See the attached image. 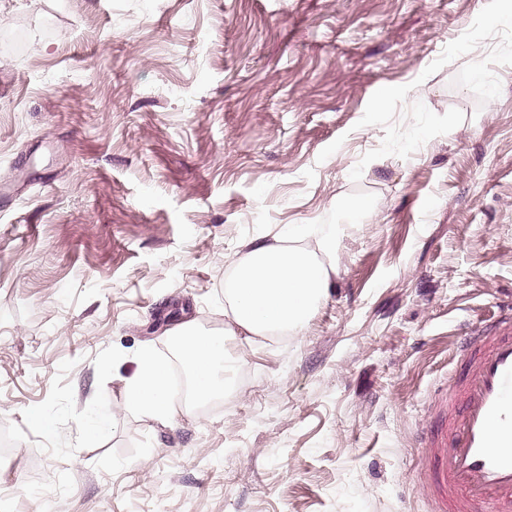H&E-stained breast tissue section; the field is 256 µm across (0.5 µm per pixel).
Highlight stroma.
Returning <instances> with one entry per match:
<instances>
[{"mask_svg": "<svg viewBox=\"0 0 512 512\" xmlns=\"http://www.w3.org/2000/svg\"><path fill=\"white\" fill-rule=\"evenodd\" d=\"M289 224L340 232L303 332L128 408ZM510 305L512 0H0V512H431L416 434ZM170 369L169 357L159 356L151 347H143L138 355L137 371L126 382V405L160 422L180 414L187 406L175 405L170 399Z\"/></svg>", "mask_w": 512, "mask_h": 512, "instance_id": "35a3bbf8", "label": "stroma"}]
</instances>
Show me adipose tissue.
<instances>
[{"label":"adipose tissue","mask_w":512,"mask_h":512,"mask_svg":"<svg viewBox=\"0 0 512 512\" xmlns=\"http://www.w3.org/2000/svg\"><path fill=\"white\" fill-rule=\"evenodd\" d=\"M337 235L311 238L305 226L291 224L273 241L251 245L239 259L224 289L234 324L247 333L297 334L330 292L336 276ZM172 357L151 347L138 355L136 373L127 380L125 402L142 415L165 422L182 411L169 396L172 361L191 372L189 399L203 403L223 393L230 383L224 363L226 340L201 333L192 323L178 325L170 336Z\"/></svg>","instance_id":"1"}]
</instances>
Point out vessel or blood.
Returning <instances> with one entry per match:
<instances>
[{"label":"vessel or blood","instance_id":"vessel-or-blood-1","mask_svg":"<svg viewBox=\"0 0 512 512\" xmlns=\"http://www.w3.org/2000/svg\"><path fill=\"white\" fill-rule=\"evenodd\" d=\"M465 371L421 437L433 512H512V320L456 347Z\"/></svg>","mask_w":512,"mask_h":512}]
</instances>
